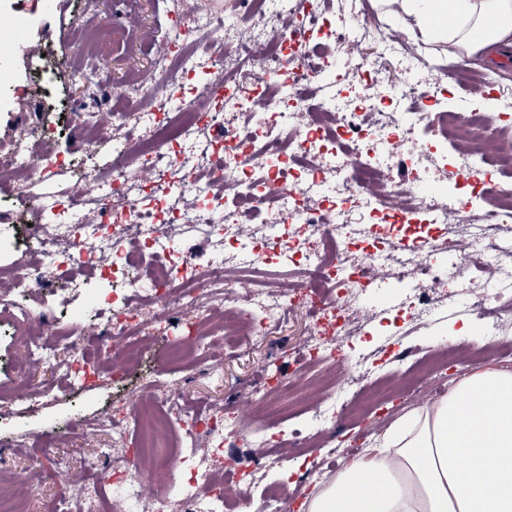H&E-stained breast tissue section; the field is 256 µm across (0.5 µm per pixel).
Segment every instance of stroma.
Here are the masks:
<instances>
[{"label":"stroma","instance_id":"stroma-1","mask_svg":"<svg viewBox=\"0 0 512 512\" xmlns=\"http://www.w3.org/2000/svg\"><path fill=\"white\" fill-rule=\"evenodd\" d=\"M312 6L342 17L356 16L361 7H368L374 23L430 64L424 71L398 65L399 83L421 77L436 82L449 109L502 112L512 104V63H503L497 55L481 51L468 64L456 63L449 59L442 44L413 38L405 21L386 17L378 0H312ZM197 9L230 24L235 20L237 0H0V16L16 18L21 28L15 53L0 58V161L11 159L19 143L34 141L49 125L58 132L57 151L70 155L73 135L80 130L83 118L69 111V100L80 94L87 98L102 96L108 84L125 79L132 71L148 69L154 42L176 40L177 20ZM107 19L121 21L125 31L113 39L106 54L86 58L94 81L85 90H78L68 64L73 55L69 33L72 28ZM34 54L45 55L47 66L39 81L31 84L27 78ZM71 181L72 174L65 167L50 175L34 171L21 186L0 173V225L23 229L28 222L29 199L64 195ZM56 281L57 271L49 264L31 271L23 291L12 275L0 279V294L19 296L29 309L28 315L0 321V384L8 382L12 364L29 340L50 338L59 356H66V332L49 336L46 318L64 319L77 327L87 325V293L73 294L67 302H60L48 290ZM494 285L488 275L459 277L453 297L436 302L420 321L413 322L404 308L409 286L392 276L378 280L362 297L368 311L359 336L344 341L343 349L354 370L363 372L369 381L411 368L427 350L462 343L467 349L449 363L446 387H453L462 368L476 361L512 368V307L501 309L493 331L473 308L476 296ZM152 326L156 336L153 347L139 364L126 370L122 379L105 373L92 386L74 391L66 378L38 368L29 387L27 409H19L10 398L0 399V421L9 425L12 439L11 447H0V475H28L31 494L23 512H77L76 491L89 475L92 462L108 464L126 456V449L113 447L111 432L67 438L62 430L74 420L92 423L105 411L127 410L137 388L164 365L166 347L173 339L168 323L156 320ZM311 327L304 310L292 309L287 319L273 326L266 336L224 354L222 364L208 370L177 369L169 382L201 411L227 410L242 392L260 385L276 370L287 369L288 350L307 336ZM413 407V402L407 400L399 403L377 426L341 410L335 421L324 425L304 413L269 426L264 437L320 430L327 445L295 451L287 461L263 470L261 483L242 496L238 512H250L266 484L282 482L288 485L294 512H299L317 483L362 455L376 437ZM36 455L41 458L37 464L32 461ZM57 457L66 461L72 489L65 499L51 473Z\"/></svg>","mask_w":512,"mask_h":512}]
</instances>
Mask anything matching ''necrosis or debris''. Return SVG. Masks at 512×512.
Returning <instances> with one entry per match:
<instances>
[{
  "instance_id": "necrosis-or-debris-1",
  "label": "necrosis or debris",
  "mask_w": 512,
  "mask_h": 512,
  "mask_svg": "<svg viewBox=\"0 0 512 512\" xmlns=\"http://www.w3.org/2000/svg\"><path fill=\"white\" fill-rule=\"evenodd\" d=\"M178 26L176 42L155 46L151 72L132 86L109 85L104 106L88 112L90 124L102 126L135 106L149 136L126 137L113 144L108 164L74 171L71 190L40 204V223L25 233L0 227V254L17 253L15 270L30 267L34 240L66 290H80V270L116 284L97 299L92 329L69 342L66 371L78 387L96 382L104 358H111L117 376L147 349L152 336L140 313L144 302L174 322L179 335L170 354L186 364L195 358L218 363L215 347L266 335L289 308L312 313V330L294 351L308 369L323 371L322 381L310 383L308 369L286 379L274 374L232 406L235 426L222 415L179 406L162 378L145 382L130 417L134 426L150 421L154 428L132 455L160 473L180 461L172 449L176 433L186 443L206 436L216 458L295 406L334 420L326 390L345 365L339 341L356 334L359 297L373 277L394 274L415 284L409 317L418 319L455 279L447 266L430 261L443 252L497 275L503 285L489 289L488 299L512 301V265L502 262L512 224L499 220L512 210V142L497 138L511 115L452 111L424 84L401 92L416 110L392 111V98L373 75L399 48L363 13L333 19L285 0H239L235 34L205 12L181 18ZM349 37L364 48L362 95L310 103L306 90L332 84L335 45ZM203 41L212 50L209 77L190 87L195 47ZM438 136L461 146L463 166L482 174L463 201L461 225L449 222L443 196L418 191L428 177L423 159ZM51 142L47 133L37 143H19L10 166L15 181L25 183L36 168L50 174L60 167ZM357 209L366 211L368 223H351ZM420 218L433 225L434 236L395 251L383 245L391 225ZM173 220L195 241L194 250L162 234L161 225ZM281 261L303 266L309 284L278 281ZM37 364L55 362L36 340L27 358L14 363L9 389L16 400L25 401ZM394 391L421 397L419 372L357 389L345 410L377 405ZM225 465L227 480L207 464L189 467L181 512H236L237 486L252 484L260 469L231 458Z\"/></svg>"
}]
</instances>
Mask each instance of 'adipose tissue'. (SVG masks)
<instances>
[{
  "instance_id": "obj_1",
  "label": "adipose tissue",
  "mask_w": 512,
  "mask_h": 512,
  "mask_svg": "<svg viewBox=\"0 0 512 512\" xmlns=\"http://www.w3.org/2000/svg\"><path fill=\"white\" fill-rule=\"evenodd\" d=\"M409 32L459 61L512 45V0H381ZM486 395L487 407L470 406ZM306 512H512V369L463 374L448 395L412 410L377 444L322 482Z\"/></svg>"
}]
</instances>
